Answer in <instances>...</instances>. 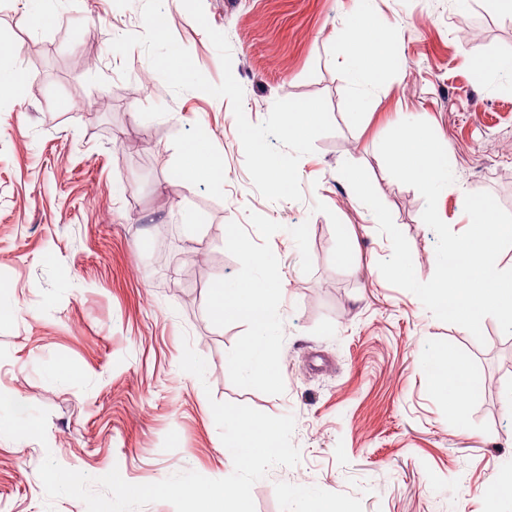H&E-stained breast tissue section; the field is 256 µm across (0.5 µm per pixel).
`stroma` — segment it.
<instances>
[{"mask_svg":"<svg viewBox=\"0 0 512 512\" xmlns=\"http://www.w3.org/2000/svg\"><path fill=\"white\" fill-rule=\"evenodd\" d=\"M143 4L58 0L55 20L36 27L32 0H0V64L29 76L0 112V304L11 309L0 318V388L49 412L46 442L0 437V512H87L75 498L47 502L38 468L49 453L131 484L227 477L214 400L295 420L300 461L254 484L255 512H302L319 495L350 512H482L483 486L512 463V336L490 317L476 341L388 283L378 263L391 243L339 168L367 170L423 281L436 267L425 201L379 153L399 122H428L448 148L455 183L437 210L453 231L468 222L469 192L512 213V72H476L512 56V20L486 0H374L398 64L362 87L343 67L355 0H203L229 40L250 122L280 99L328 104L333 132L299 161L302 200L272 202L246 169L227 99L173 93L143 48L112 50L143 32ZM163 11L219 83L205 29L180 0ZM62 98L69 111H56ZM202 136L224 179L188 184L183 153ZM243 244L277 255V365L266 379L230 362L252 328L210 315L216 285L264 275ZM187 342L205 380L180 368ZM436 354L466 362L481 384L464 413L431 388Z\"/></svg>","mask_w":512,"mask_h":512,"instance_id":"1","label":"stroma"}]
</instances>
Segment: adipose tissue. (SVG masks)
Masks as SVG:
<instances>
[{"label":"adipose tissue","instance_id":"obj_1","mask_svg":"<svg viewBox=\"0 0 512 512\" xmlns=\"http://www.w3.org/2000/svg\"><path fill=\"white\" fill-rule=\"evenodd\" d=\"M346 35L349 52L345 71L351 83L358 86L375 83L377 67L388 64L392 57L389 37L374 33L371 13L366 9L352 17ZM271 292V282L264 277L245 288L222 283L211 291L210 310L215 320H223L226 311L231 310L253 329L254 339L250 346L232 358L236 367L253 374L268 369L273 361L269 331L274 324L275 311ZM430 381L436 392L446 395L452 409L463 411L470 396L471 382L465 362L451 365L443 356L433 357Z\"/></svg>","mask_w":512,"mask_h":512}]
</instances>
